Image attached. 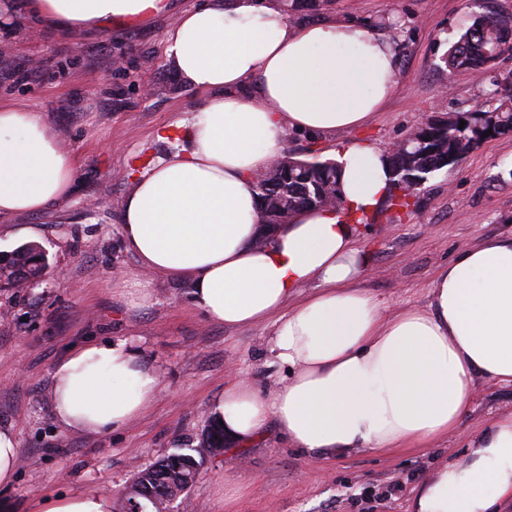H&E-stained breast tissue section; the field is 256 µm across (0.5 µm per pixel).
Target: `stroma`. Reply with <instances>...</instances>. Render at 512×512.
Here are the masks:
<instances>
[{
    "label": "stroma",
    "mask_w": 512,
    "mask_h": 512,
    "mask_svg": "<svg viewBox=\"0 0 512 512\" xmlns=\"http://www.w3.org/2000/svg\"><path fill=\"white\" fill-rule=\"evenodd\" d=\"M476 15L512 22V0H296L293 23L327 18L377 28L395 44L397 86L364 127L322 138L289 132L284 155L327 158L354 141L382 150L435 112L479 109L487 83L448 70L443 57ZM176 13L68 37L27 6L0 0V104L44 114L79 168L53 210L0 219V256L36 244L44 278L18 287L0 280V428L18 440L14 481L0 485V512H38L74 491L111 495L134 474L179 448L195 447L236 376L270 390L289 376L274 363V319L230 327L206 317L188 283L157 275L152 297L134 305L115 289L139 274L124 243L121 212L130 175L175 151L160 133L191 115L205 93L184 83L164 53ZM121 58L120 68L109 61ZM152 86L153 95L143 93ZM512 232V133L481 143L454 166L429 175L411 209L384 201L358 223L364 261L358 282L385 315L426 308L443 266L466 247ZM124 340L152 367L161 392L142 416L99 434L68 432L52 406L54 365L74 347ZM512 414V386L477 379L457 429L431 447L354 450L318 459L288 446L269 426L251 446L225 447L201 468L171 512H408L418 483L438 464L469 453L490 421ZM242 485L224 498V484Z\"/></svg>",
    "instance_id": "stroma-1"
}]
</instances>
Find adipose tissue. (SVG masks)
I'll return each instance as SVG.
<instances>
[{
  "label": "adipose tissue",
  "instance_id": "obj_1",
  "mask_svg": "<svg viewBox=\"0 0 512 512\" xmlns=\"http://www.w3.org/2000/svg\"><path fill=\"white\" fill-rule=\"evenodd\" d=\"M61 30L139 22L171 0H29ZM175 73L207 97L170 130L182 147L133 178L121 224L141 262L122 281L142 303L153 275L188 279L194 304L229 326L277 317L270 353L290 375L273 391L231 385L214 415L225 438L251 445L269 424L317 458L357 449L427 448L465 415L472 380L512 385V234L464 249L441 269L425 309L384 315L361 273L354 221L392 188L385 154L336 150L345 213L300 212L261 239L257 172L282 155L288 131L331 134L367 124L397 85L392 42L355 22L292 25L260 0L183 12L164 37ZM251 85L250 94L239 89ZM77 172L38 112L0 105V217L40 213ZM316 293L287 301L304 284ZM156 371L123 342L72 350L52 372L65 429L98 434L143 414ZM512 499V415L491 422L470 456L446 461L414 489L410 512H492Z\"/></svg>",
  "mask_w": 512,
  "mask_h": 512
}]
</instances>
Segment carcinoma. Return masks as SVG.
I'll list each match as a JSON object with an SVG mask.
<instances>
[{
	"label": "carcinoma",
	"mask_w": 512,
	"mask_h": 512,
	"mask_svg": "<svg viewBox=\"0 0 512 512\" xmlns=\"http://www.w3.org/2000/svg\"><path fill=\"white\" fill-rule=\"evenodd\" d=\"M512 44V29L507 24L493 18L479 15L467 25L443 57L446 67L452 70H469L489 79L486 96L489 105L480 112L493 114L494 135L512 130V93L503 88L512 87L498 76L490 74L486 65L488 56L499 57L504 47ZM466 122L459 128L460 122ZM477 114L460 112L455 115V126L450 130L437 128L426 121L418 133H409L397 151L388 158L394 182L406 181L414 186L423 184L436 170L449 165L448 158L457 155L465 157L472 149L484 141V131L478 127ZM259 210L262 222L267 224H288L293 215L301 209L327 207L328 201L336 200L335 209H344L338 164L333 160H303L288 158V163H278L269 167L257 180ZM33 260V247L27 245L7 257L0 267V276L7 280L19 281L23 277H33L39 269L30 265ZM224 429L211 424L202 437L199 447L188 453L173 452L160 461L140 470L134 475L140 483L161 484L167 494L175 497L185 493L188 478L199 473L210 459L203 451L205 445L221 443ZM145 497L127 498V512H158L160 502Z\"/></svg>",
	"instance_id": "carcinoma-1"
}]
</instances>
